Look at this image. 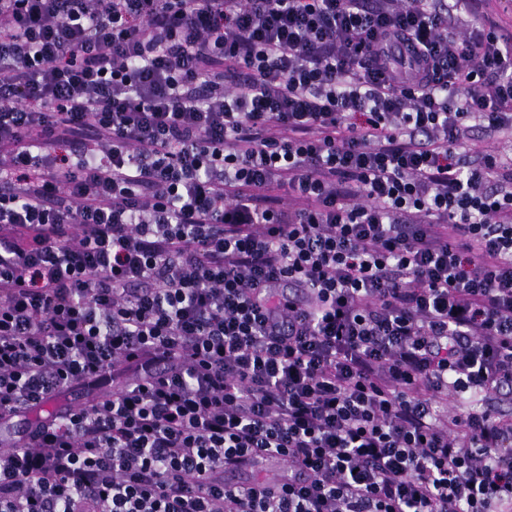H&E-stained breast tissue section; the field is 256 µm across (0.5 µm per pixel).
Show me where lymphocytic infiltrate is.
I'll list each match as a JSON object with an SVG mask.
<instances>
[{
	"instance_id": "1",
	"label": "lymphocytic infiltrate",
	"mask_w": 512,
	"mask_h": 512,
	"mask_svg": "<svg viewBox=\"0 0 512 512\" xmlns=\"http://www.w3.org/2000/svg\"><path fill=\"white\" fill-rule=\"evenodd\" d=\"M476 2L0 0V512H512ZM87 389L82 390L81 388H73L67 391H64L58 395H56L53 400L49 402L48 405H44L42 408L38 410H32L18 418L13 419L11 422L7 424H2L0 426V434L3 437H13L18 435L19 432L24 430L26 424L31 420H36L37 418H44L48 415H51L55 412H58L69 405H73L77 403L79 400L83 398L85 394H87Z\"/></svg>"
}]
</instances>
